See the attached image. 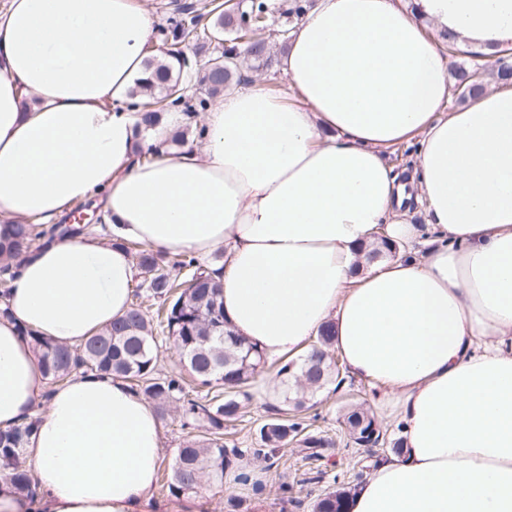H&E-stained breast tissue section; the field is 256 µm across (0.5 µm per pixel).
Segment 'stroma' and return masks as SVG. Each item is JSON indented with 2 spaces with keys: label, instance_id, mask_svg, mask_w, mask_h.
Wrapping results in <instances>:
<instances>
[{
  "label": "stroma",
  "instance_id": "35a3bbf8",
  "mask_svg": "<svg viewBox=\"0 0 512 512\" xmlns=\"http://www.w3.org/2000/svg\"><path fill=\"white\" fill-rule=\"evenodd\" d=\"M374 399L373 387L350 378L338 386L327 385L316 396L320 418L310 428L312 434L334 442L333 447L324 449L322 459L308 460L302 446L290 444L280 449L276 463L257 462L251 484L238 485L232 491L211 484L206 512H312L314 503L328 493L353 490L385 449L349 443L339 423L343 407L361 404L388 436L398 434L393 418L380 410Z\"/></svg>",
  "mask_w": 512,
  "mask_h": 512
}]
</instances>
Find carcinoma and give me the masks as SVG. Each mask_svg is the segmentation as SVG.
<instances>
[{
  "instance_id": "carcinoma-1",
  "label": "carcinoma",
  "mask_w": 512,
  "mask_h": 512,
  "mask_svg": "<svg viewBox=\"0 0 512 512\" xmlns=\"http://www.w3.org/2000/svg\"><path fill=\"white\" fill-rule=\"evenodd\" d=\"M235 6L213 3L202 12L185 6L172 19V41L165 54L147 51L143 76L136 79L134 106L140 112L144 129L155 127L161 114L171 106H182L187 118H193L208 107L213 97L232 83H241L242 63L250 59L269 67L273 56L269 43L255 39L251 45L238 42L230 13ZM195 43V55L181 47L183 37ZM218 50L209 51L210 45ZM205 59H199L202 52ZM468 63L453 72V95L458 103L474 98L484 88L487 77L503 82L512 79V56L497 58V69L484 70L476 60L483 52L466 51ZM186 91L182 96L176 90ZM9 257L29 255L34 245L54 237L78 235L90 231V225L79 221L51 226L30 222L7 225ZM125 248L133 255L138 269L140 293L158 303L156 317L147 315L142 304H131L125 315L90 337L83 346L69 347L53 343L26 330L24 336L37 353L47 389L64 382L69 375L83 371L109 378L122 379L156 406L160 417L175 412L184 430L201 428V438L191 437L178 449L171 465L170 481L164 484L172 496L196 492L203 476L214 482L224 479V470L232 460L245 455L240 448L224 445V427L243 417L250 399L248 384L264 366L265 358L257 346L236 337L224 320L221 284L199 258L182 255L169 266L163 254L150 247L129 241ZM171 342L179 350L185 367L198 385L207 388L204 396L182 377L165 372L159 365L162 343ZM331 329L325 328L301 362H287L277 370L283 382L293 385L283 391L282 403L300 409L311 396L331 380L328 348ZM274 416L258 428L256 447L249 449L255 459L267 460L288 442L300 439L311 450L308 457H318L319 448L331 441L304 433L299 422H288L282 409L273 408ZM343 424L353 442L361 447L372 443L382 430L375 418L358 407H350L342 415ZM33 428L25 423L13 430H0V477L9 481L20 494H34V487L24 454V441ZM348 494L332 492L316 502L313 512H345Z\"/></svg>"
}]
</instances>
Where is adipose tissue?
<instances>
[{
	"label": "adipose tissue",
	"instance_id": "obj_1",
	"mask_svg": "<svg viewBox=\"0 0 512 512\" xmlns=\"http://www.w3.org/2000/svg\"><path fill=\"white\" fill-rule=\"evenodd\" d=\"M155 24L141 0H10L0 15V222L99 193L112 230L40 246L0 297V430L33 422L36 486L0 482V512H203L201 494L154 496L153 402L81 372L47 389L20 334L79 346L122 316L128 240L223 249L224 318L267 360L331 326L404 440L347 512H512V89L449 109L436 41L512 45V0H315L281 60L285 94L225 92L176 152L154 146L181 113L143 131L130 95ZM405 144L413 196L386 163ZM385 241L396 256L368 261Z\"/></svg>",
	"mask_w": 512,
	"mask_h": 512
}]
</instances>
